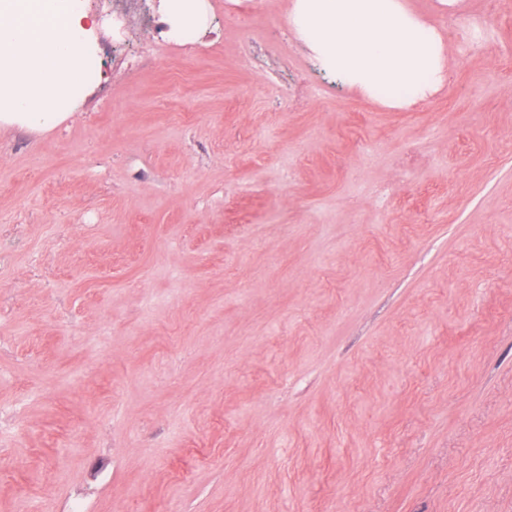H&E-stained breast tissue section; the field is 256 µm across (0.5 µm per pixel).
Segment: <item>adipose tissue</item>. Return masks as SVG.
<instances>
[{"label":"adipose tissue","instance_id":"adipose-tissue-1","mask_svg":"<svg viewBox=\"0 0 512 512\" xmlns=\"http://www.w3.org/2000/svg\"><path fill=\"white\" fill-rule=\"evenodd\" d=\"M166 36L189 43L209 23L207 0H160ZM288 25L321 67L400 108L446 81L442 34L404 0H292ZM86 0H0V128L47 132L71 117L97 51Z\"/></svg>","mask_w":512,"mask_h":512}]
</instances>
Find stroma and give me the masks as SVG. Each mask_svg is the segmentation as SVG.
Segmentation results:
<instances>
[{
  "label": "stroma",
  "mask_w": 512,
  "mask_h": 512,
  "mask_svg": "<svg viewBox=\"0 0 512 512\" xmlns=\"http://www.w3.org/2000/svg\"><path fill=\"white\" fill-rule=\"evenodd\" d=\"M210 2L87 0L82 106L0 131V512H512V0H407L404 110ZM160 22L164 34L174 42L190 43L207 28L210 6L207 0H160Z\"/></svg>",
  "instance_id": "stroma-1"
}]
</instances>
